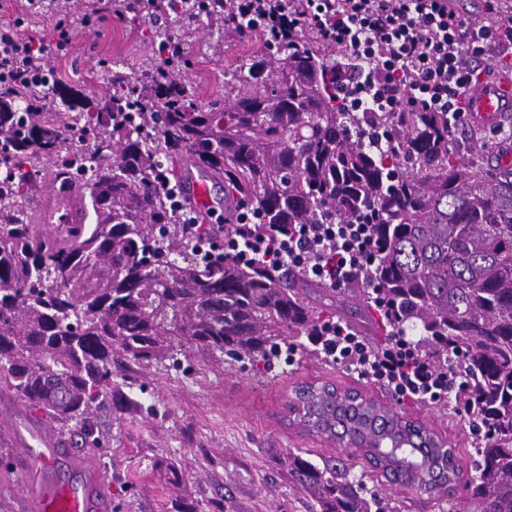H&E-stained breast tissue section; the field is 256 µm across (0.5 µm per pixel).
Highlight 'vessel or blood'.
<instances>
[{
  "instance_id": "1",
  "label": "vessel or blood",
  "mask_w": 512,
  "mask_h": 512,
  "mask_svg": "<svg viewBox=\"0 0 512 512\" xmlns=\"http://www.w3.org/2000/svg\"><path fill=\"white\" fill-rule=\"evenodd\" d=\"M466 110L472 122L481 125L499 123L512 112V78L484 80L467 92ZM185 194L202 216L221 210L211 193L207 178L187 181ZM67 449L61 448L58 437L48 429H40L35 444L18 449L13 464L23 471L31 490L23 500V512H112V503L103 492V483L96 462L76 453L78 474L64 479L60 476Z\"/></svg>"
}]
</instances>
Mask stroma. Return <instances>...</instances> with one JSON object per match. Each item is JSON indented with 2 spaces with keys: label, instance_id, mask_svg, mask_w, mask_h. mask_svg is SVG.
Returning a JSON list of instances; mask_svg holds the SVG:
<instances>
[{
  "label": "stroma",
  "instance_id": "35a3bbf8",
  "mask_svg": "<svg viewBox=\"0 0 512 512\" xmlns=\"http://www.w3.org/2000/svg\"><path fill=\"white\" fill-rule=\"evenodd\" d=\"M84 0H72L67 20L71 42L56 48L60 18L54 0H42L26 12L21 0H0V24L23 19V36L49 48L57 80L81 88L90 102L105 100L112 86L108 63H117L132 78H143L159 60L158 29L183 45L182 81L195 108L205 111L225 92L242 91L240 68L254 58L276 60V48L255 33L241 35L222 22L200 16L186 26L150 21L145 12L118 18L100 14L94 29L83 21ZM317 306L334 311L339 321H353L367 343L387 346L379 315L347 286L317 293ZM134 406L123 411L103 409L98 429L104 448L95 457L112 512H174L184 502L195 512H312L310 499L297 490L283 464L287 451L299 449L313 460L341 456L336 441L312 433L297 420L295 392L307 383H333L355 391L400 415L421 422L446 440L462 465V474L445 495L403 487L383 477L367 481L370 490L389 500L397 512H474L467 486L476 477L471 465L475 437L468 417L450 410L447 401L397 400L392 393L357 373L300 349L291 360L261 365L234 361L201 349L182 348L176 359L149 366L128 364L123 372ZM0 448L14 450L15 438L33 425L48 424L43 412L28 409L10 391L0 390ZM182 482L173 485L172 472Z\"/></svg>",
  "mask_w": 512,
  "mask_h": 512
}]
</instances>
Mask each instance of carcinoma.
<instances>
[{"label": "carcinoma", "mask_w": 512, "mask_h": 512, "mask_svg": "<svg viewBox=\"0 0 512 512\" xmlns=\"http://www.w3.org/2000/svg\"><path fill=\"white\" fill-rule=\"evenodd\" d=\"M115 91L96 108L71 94L72 115L19 112L0 100V388L45 413L62 433L95 438L108 405L133 400L113 380L150 365L173 344L254 361L280 358L336 326L307 302V274L261 258L215 253L200 228L181 223L169 189L180 162L224 181L228 235L283 239L298 224L371 225L372 254L351 273L359 293L388 312L392 330L420 326L422 355L438 370L452 352L460 371L453 408L479 437L470 499L480 512H512V144L470 128L484 168L453 140L456 112H363L346 103L336 61L293 46L275 81L224 96L205 112L181 85ZM80 127L67 166L49 174L78 191L80 219L53 236L18 200ZM303 422L348 447L365 438L377 458L420 483L437 465L419 456L410 420L372 399L309 384L296 392ZM284 464L313 512H383L343 458L313 462L290 450ZM445 478L459 477L453 453Z\"/></svg>", "instance_id": "carcinoma-1"}]
</instances>
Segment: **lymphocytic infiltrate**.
I'll return each instance as SVG.
<instances>
[{
  "mask_svg": "<svg viewBox=\"0 0 512 512\" xmlns=\"http://www.w3.org/2000/svg\"><path fill=\"white\" fill-rule=\"evenodd\" d=\"M225 13L265 41L295 44L310 31L361 63L340 69L342 88L367 97L383 112H460L469 87L491 66V49L512 51V19L494 25L473 22L450 0H224ZM55 80L44 46L0 27V98L41 111ZM249 253L288 261L318 279L343 285L358 259L369 253L365 227L302 224L293 237L271 247L253 243ZM324 354L362 378L389 389L396 398L439 401L458 374H437L416 344L394 336L374 353L358 336L337 328L321 341Z\"/></svg>",
  "mask_w": 512,
  "mask_h": 512,
  "instance_id": "lymphocytic-infiltrate-1",
  "label": "lymphocytic infiltrate"
}]
</instances>
